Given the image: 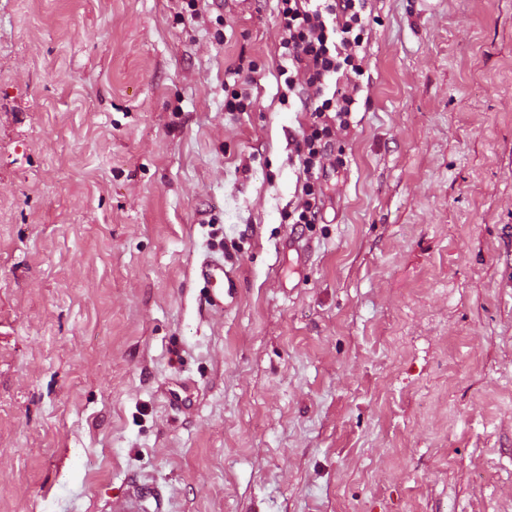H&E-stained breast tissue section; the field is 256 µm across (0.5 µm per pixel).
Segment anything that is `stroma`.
Returning a JSON list of instances; mask_svg holds the SVG:
<instances>
[{
  "instance_id": "1",
  "label": "stroma",
  "mask_w": 512,
  "mask_h": 512,
  "mask_svg": "<svg viewBox=\"0 0 512 512\" xmlns=\"http://www.w3.org/2000/svg\"><path fill=\"white\" fill-rule=\"evenodd\" d=\"M369 11L302 230L277 0H0V512H512V0ZM196 277L208 287L207 302L210 307L224 310V307L234 301L237 294L236 284L231 275L224 271L222 263L204 260L196 268ZM153 499L157 505L159 492L156 487H146L131 479L124 493L112 500L113 512H146L145 503Z\"/></svg>"
}]
</instances>
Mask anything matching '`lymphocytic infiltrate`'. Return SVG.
<instances>
[{"mask_svg":"<svg viewBox=\"0 0 512 512\" xmlns=\"http://www.w3.org/2000/svg\"><path fill=\"white\" fill-rule=\"evenodd\" d=\"M368 0H277L283 76L282 105L311 113L312 122L295 141L304 175L301 198L289 212L296 224L322 221L324 191L320 175L336 131H348L356 98L340 80L363 74Z\"/></svg>","mask_w":512,"mask_h":512,"instance_id":"lymphocytic-infiltrate-1","label":"lymphocytic infiltrate"}]
</instances>
